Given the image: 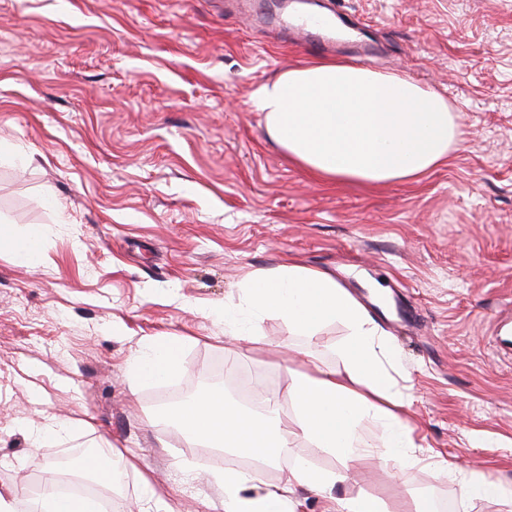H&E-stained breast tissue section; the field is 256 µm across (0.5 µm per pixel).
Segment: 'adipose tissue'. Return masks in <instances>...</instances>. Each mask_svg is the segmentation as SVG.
I'll return each instance as SVG.
<instances>
[{
  "instance_id": "obj_1",
  "label": "adipose tissue",
  "mask_w": 512,
  "mask_h": 512,
  "mask_svg": "<svg viewBox=\"0 0 512 512\" xmlns=\"http://www.w3.org/2000/svg\"><path fill=\"white\" fill-rule=\"evenodd\" d=\"M253 102L270 140L302 168L324 181L368 184L415 181L445 163L460 132L447 100L413 79L380 73L341 59H319L260 85ZM237 301L220 317L225 335L256 342L260 323L279 316L290 333L314 338L341 324L342 369L290 371L293 412L287 417L253 412L220 390H205L172 413L188 439L208 448L270 464L294 460L284 486L258 491V472L213 470L224 491V512H293L296 488L328 496V512H380L365 496H337L344 472L378 459L396 471L415 464L407 401L393 375L399 353L367 308L334 274L293 261L248 274ZM176 337L152 338L133 356L138 382L161 384L180 370ZM377 434H370L369 426ZM309 454L335 456L340 470L318 471Z\"/></svg>"
}]
</instances>
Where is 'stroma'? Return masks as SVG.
I'll use <instances>...</instances> for the list:
<instances>
[{"mask_svg":"<svg viewBox=\"0 0 512 512\" xmlns=\"http://www.w3.org/2000/svg\"><path fill=\"white\" fill-rule=\"evenodd\" d=\"M296 0H0V232L41 226L36 267L0 246V494L58 458L134 461L125 512H224L199 443L160 417L128 364L184 338L170 386L211 362L291 411L288 372L341 368L346 330L271 316L256 344L216 317L248 273L286 259L332 272L388 332L418 465L350 471L341 491L436 512H512L464 498L429 459L512 492V0H310L361 23L373 70L443 95L461 142L420 181L320 183L267 138L251 95L315 60L281 26ZM87 428L46 432L55 421Z\"/></svg>","mask_w":512,"mask_h":512,"instance_id":"obj_1","label":"stroma"}]
</instances>
